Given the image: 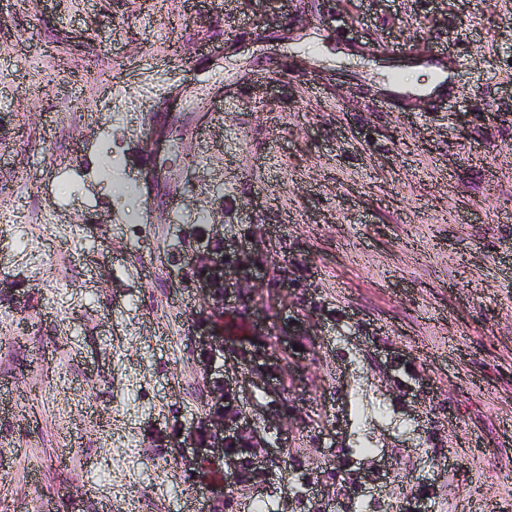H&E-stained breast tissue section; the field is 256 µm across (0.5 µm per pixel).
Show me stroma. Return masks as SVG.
Here are the masks:
<instances>
[{"mask_svg":"<svg viewBox=\"0 0 512 512\" xmlns=\"http://www.w3.org/2000/svg\"><path fill=\"white\" fill-rule=\"evenodd\" d=\"M0 214V512H512V0H0ZM226 264L228 263H224V251L218 248L213 251V256L208 266L205 267L208 270V275H197L198 288L204 289L209 296L218 299L217 303L219 301L223 302L224 299V292H222L224 277L225 279H232V272L228 273L225 269ZM239 410L236 399L231 393L224 394V412L223 404L215 406L205 417L204 428L208 433L209 443L206 448H199L203 461H208L209 453L219 452V448L225 457L234 463L235 476L238 483H247L256 478L259 469L254 465V457L245 448L243 440L237 434L228 435L224 439V418L235 420ZM216 451V452H215Z\"/></svg>","mask_w":512,"mask_h":512,"instance_id":"35a3bbf8","label":"stroma"}]
</instances>
